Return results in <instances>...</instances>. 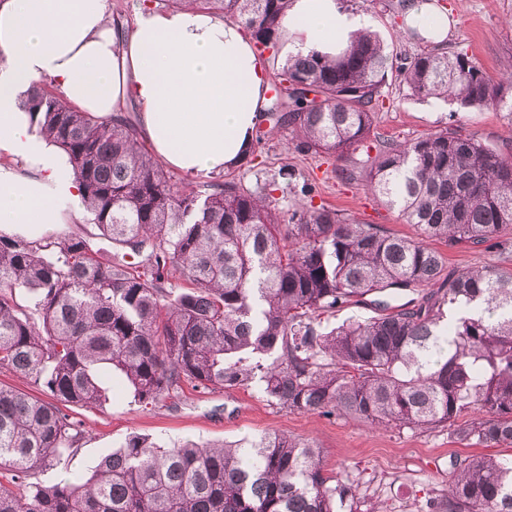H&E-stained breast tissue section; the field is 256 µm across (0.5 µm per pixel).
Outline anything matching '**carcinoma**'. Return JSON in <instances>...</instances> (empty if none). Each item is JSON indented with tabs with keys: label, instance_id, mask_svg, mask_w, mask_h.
<instances>
[{
	"label": "carcinoma",
	"instance_id": "cac0c4a2",
	"mask_svg": "<svg viewBox=\"0 0 512 512\" xmlns=\"http://www.w3.org/2000/svg\"><path fill=\"white\" fill-rule=\"evenodd\" d=\"M208 6L239 23L288 92L264 121L300 153L376 152L365 190L416 231L397 236L314 204L284 168L252 189L235 180L178 190L123 113L99 117L47 84L21 99L69 157L88 221L112 242L104 259L79 235L0 232V370L33 379L49 400L0 386V512H358L356 486L324 473L314 442L263 433L235 445L187 440L162 448L133 435L89 476L53 485L37 470L85 438L60 404L94 405L103 365L134 401L181 388L260 385L289 413L375 427L446 428L468 445L512 447V269H451L431 242L498 244L512 231V156L454 129L397 144L373 132L393 76L418 99L499 108L512 74L495 80L467 53L391 57L365 32L336 58L278 63L287 0H166ZM300 195L280 223L279 182ZM386 291L407 302L330 328L339 308ZM34 296V311L19 303ZM470 419L458 423L459 417ZM428 512H512V461L450 462L448 490Z\"/></svg>",
	"mask_w": 512,
	"mask_h": 512
}]
</instances>
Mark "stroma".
Wrapping results in <instances>:
<instances>
[{"label":"stroma","mask_w":512,"mask_h":512,"mask_svg":"<svg viewBox=\"0 0 512 512\" xmlns=\"http://www.w3.org/2000/svg\"><path fill=\"white\" fill-rule=\"evenodd\" d=\"M347 9L369 17L371 30L384 41L387 53L416 54L430 43L411 37L404 28L405 10L399 0H340ZM450 7L453 27L444 51H463L492 77L512 72V0H436ZM455 126L500 153L512 155V110H462L441 99L420 100L405 87L389 83L385 102L375 116L374 131L400 143L426 133ZM290 132L282 127L264 137L258 147L260 164L250 169L237 165L235 177L246 187L272 178L281 166L315 186V201L336 208L365 224H376L399 236L414 235L396 209L366 193L360 181L340 179L334 160L295 152ZM449 267H512V237L502 236L499 246L472 249L437 243ZM106 398L93 407L67 405L81 421L85 439L76 454L39 473L51 485L70 472L91 473L112 449L133 434L168 448L182 439L203 443L235 442L265 432H285L316 442L325 473L349 477L358 485L359 498L381 502L384 512H418L428 498L448 487L449 460L473 455L508 458L506 446H468L447 431L379 429L344 417L289 413L262 397L257 387L203 391L183 385L181 390L149 404L134 402L123 379L103 373Z\"/></svg>","instance_id":"35a3bbf8"}]
</instances>
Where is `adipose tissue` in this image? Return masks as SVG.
<instances>
[{
  "label": "adipose tissue",
  "instance_id": "1",
  "mask_svg": "<svg viewBox=\"0 0 512 512\" xmlns=\"http://www.w3.org/2000/svg\"><path fill=\"white\" fill-rule=\"evenodd\" d=\"M107 0H0V155L32 169L0 167V232L38 235L82 217L81 192L65 153L31 127L18 98L52 82L65 100L105 117L133 100L145 138L190 179L239 164L265 107L266 64L233 21L196 8L139 12L129 35L106 22ZM406 28L442 43L447 8L409 0ZM368 26L338 0H290L286 48L333 58Z\"/></svg>",
  "mask_w": 512,
  "mask_h": 512
}]
</instances>
